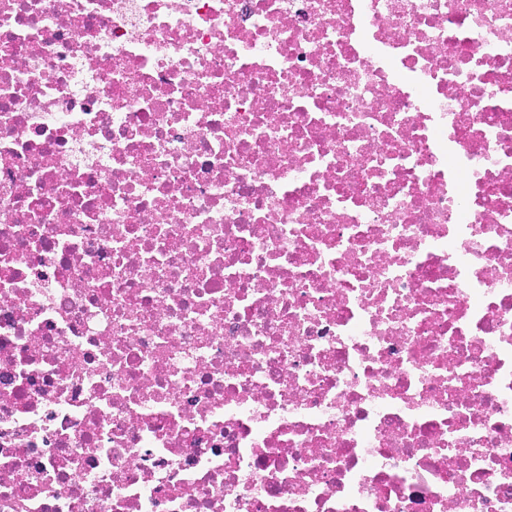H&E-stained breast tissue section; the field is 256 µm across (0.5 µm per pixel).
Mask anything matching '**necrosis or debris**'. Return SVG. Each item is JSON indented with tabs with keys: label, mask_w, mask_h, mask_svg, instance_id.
I'll use <instances>...</instances> for the list:
<instances>
[{
	"label": "necrosis or debris",
	"mask_w": 512,
	"mask_h": 512,
	"mask_svg": "<svg viewBox=\"0 0 512 512\" xmlns=\"http://www.w3.org/2000/svg\"><path fill=\"white\" fill-rule=\"evenodd\" d=\"M0 512H512V0H0Z\"/></svg>",
	"instance_id": "1"
}]
</instances>
